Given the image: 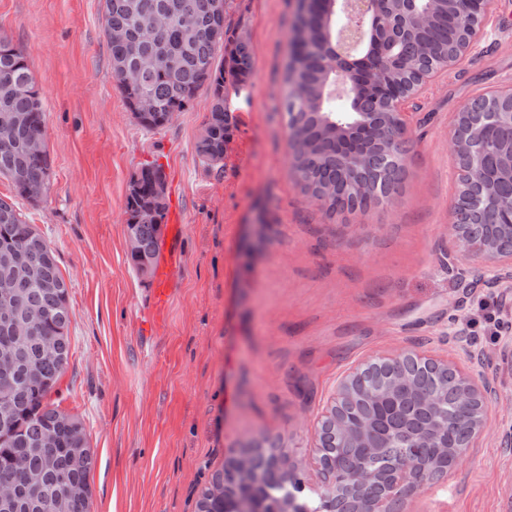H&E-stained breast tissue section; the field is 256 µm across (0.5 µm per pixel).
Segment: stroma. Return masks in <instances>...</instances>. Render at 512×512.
I'll list each match as a JSON object with an SVG mask.
<instances>
[{
	"label": "stroma",
	"instance_id": "1",
	"mask_svg": "<svg viewBox=\"0 0 512 512\" xmlns=\"http://www.w3.org/2000/svg\"><path fill=\"white\" fill-rule=\"evenodd\" d=\"M293 0H230L228 38H247L252 74L229 92L224 167L196 153L211 94L148 132L112 69L102 0H0V33L25 52L42 97L50 187L14 199L54 250L71 308L67 369L50 400L78 416L95 453L91 512H199L247 451L285 450L287 472L321 483L315 450L340 384L368 360L416 351L485 382V431L463 461L405 496L402 512H512V268L476 257L449 271L460 169L450 136L479 97L512 90V0L401 105L406 175L391 203L327 214L289 172L282 102ZM161 164L180 212L183 263L160 326L154 275L126 246V195ZM501 336H465L488 291Z\"/></svg>",
	"mask_w": 512,
	"mask_h": 512
}]
</instances>
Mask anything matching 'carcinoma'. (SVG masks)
<instances>
[{"label":"carcinoma","mask_w":512,"mask_h":512,"mask_svg":"<svg viewBox=\"0 0 512 512\" xmlns=\"http://www.w3.org/2000/svg\"><path fill=\"white\" fill-rule=\"evenodd\" d=\"M104 33L112 67L128 107L146 93L159 106L139 125L157 131L168 124V114L182 112L203 86L212 95L210 116L196 143V152L209 167H223L224 151L231 124L226 116V85L243 86L253 70L249 41L235 39L229 51V65L215 63L217 51L226 48L224 14L229 0H103ZM389 25L365 27L364 50L368 60L354 64L348 85V102L333 105L329 89L334 76L322 60L320 47L326 39L336 41L345 21L337 20L336 0H313L312 7L297 5L291 39L298 52L285 65L284 82L298 98L286 96L283 110L287 118L291 148V175L310 198L328 212L336 208L364 211L389 202L397 193L405 173V150L389 138L387 130L396 124L393 109L373 104L382 89H395L407 98L415 94L424 79L456 59L470 44L473 18L459 16L458 0H416L427 13L424 28L415 25L411 0H378ZM161 12L185 14L193 28L186 33L176 28L146 37L139 21ZM121 32L124 39L113 35ZM145 58L155 65L138 67ZM498 114L494 136L496 150L480 151L487 135L484 114ZM21 118L11 128L13 144L0 146V176L9 179L17 196L37 202L49 189L48 155H30L25 143L46 138L43 101L21 48L0 37V121ZM463 134L457 154L460 176L459 201L467 208L462 233L470 238L476 252L496 253L499 244L512 239V223L487 224L486 214L471 206L484 199L501 214L512 213V96L488 94L475 108L460 113ZM358 146L374 159L368 169L346 161L344 148ZM165 183L160 167L147 165L129 185L126 197L127 230L138 240L137 252L130 256L133 268L151 272L160 249V225L137 220L141 192ZM483 224L479 236L471 225ZM18 246L30 249L39 277L60 287L40 288L25 278H14L11 288L22 315L32 310L46 315L43 342L26 338L15 341V373L10 385L0 388V411L8 410V420L0 421V481L15 484L12 506L0 512H90V497L74 490L90 492L89 475L95 457L82 421L48 401L63 374L70 356L68 329L70 307L68 289L56 256L44 237L23 219L14 203L0 198V256ZM390 398L394 417L380 420V406ZM454 409L448 367L430 360L413 362L407 376L388 359L369 363L343 384L342 399L321 425L320 437L336 445V460L352 468L359 465L362 449L375 448L382 469L380 486L390 472L405 463L401 448L411 441L423 445L418 463L429 473L445 472V461L457 450L455 437L443 432L446 413ZM356 419L370 432L355 441L347 437L346 423ZM56 459L65 483L47 465ZM244 478L262 480L274 493L279 481L267 478L257 466H244ZM336 500L349 512H369L368 494L353 484L336 488Z\"/></svg>","instance_id":"carcinoma-1"}]
</instances>
